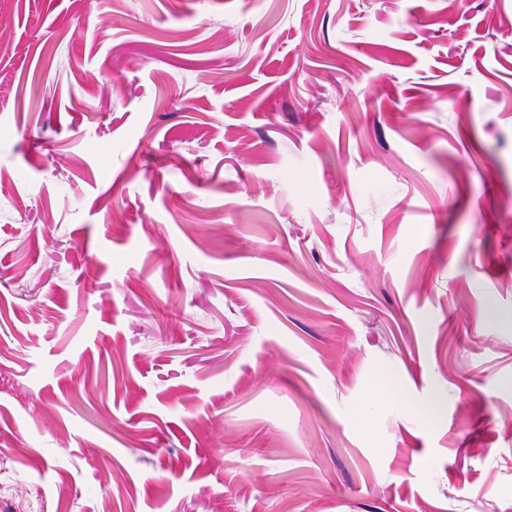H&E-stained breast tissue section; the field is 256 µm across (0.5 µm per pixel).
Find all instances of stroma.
<instances>
[{
	"instance_id": "obj_1",
	"label": "stroma",
	"mask_w": 512,
	"mask_h": 512,
	"mask_svg": "<svg viewBox=\"0 0 512 512\" xmlns=\"http://www.w3.org/2000/svg\"><path fill=\"white\" fill-rule=\"evenodd\" d=\"M6 8L0 512H512V0Z\"/></svg>"
}]
</instances>
